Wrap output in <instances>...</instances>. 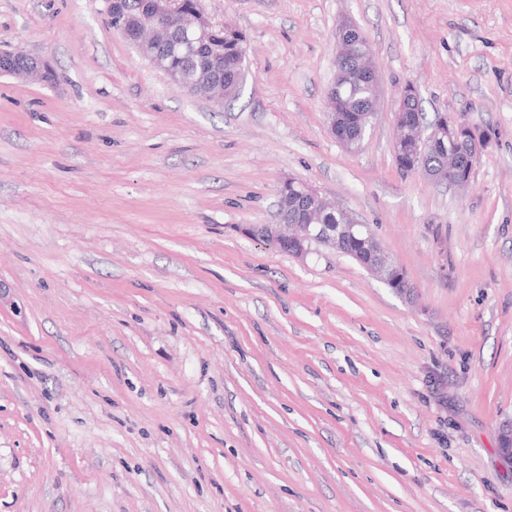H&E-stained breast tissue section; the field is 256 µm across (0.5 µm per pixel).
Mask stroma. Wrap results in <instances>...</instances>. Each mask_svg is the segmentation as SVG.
Returning <instances> with one entry per match:
<instances>
[{"mask_svg":"<svg viewBox=\"0 0 512 512\" xmlns=\"http://www.w3.org/2000/svg\"><path fill=\"white\" fill-rule=\"evenodd\" d=\"M247 36L229 104L184 94L104 0H0V512H512V0H201ZM381 77L359 151L325 112L342 19ZM426 117L492 143L460 191L394 157ZM315 186L404 298L248 227ZM19 59H22L20 63H18ZM0 74L42 82H47L52 76L50 67L45 60L8 52H0ZM374 258L363 266L369 272L375 274L380 280H384L389 275V272L396 266L389 258L388 254L376 240H370Z\"/></svg>","mask_w":512,"mask_h":512,"instance_id":"obj_1","label":"stroma"}]
</instances>
